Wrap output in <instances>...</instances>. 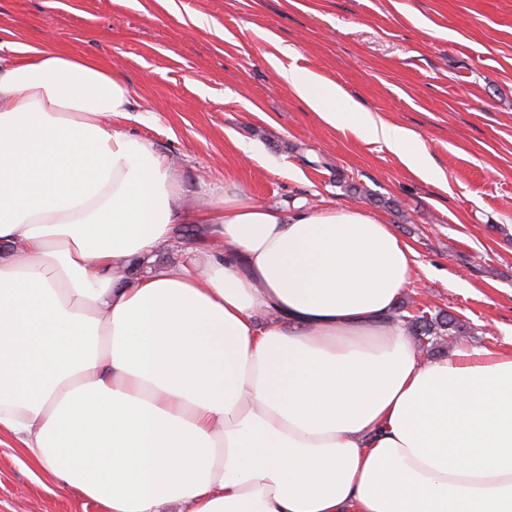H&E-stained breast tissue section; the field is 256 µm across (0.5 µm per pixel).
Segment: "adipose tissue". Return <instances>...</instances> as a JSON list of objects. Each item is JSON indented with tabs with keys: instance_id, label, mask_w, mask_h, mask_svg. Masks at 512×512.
<instances>
[{
	"instance_id": "adipose-tissue-1",
	"label": "adipose tissue",
	"mask_w": 512,
	"mask_h": 512,
	"mask_svg": "<svg viewBox=\"0 0 512 512\" xmlns=\"http://www.w3.org/2000/svg\"><path fill=\"white\" fill-rule=\"evenodd\" d=\"M334 128L433 171L408 130L314 74ZM100 60L0 53V434L104 512H512V348L424 361L392 318L416 254L359 207H196L120 125ZM199 224L200 248L132 258Z\"/></svg>"
}]
</instances>
